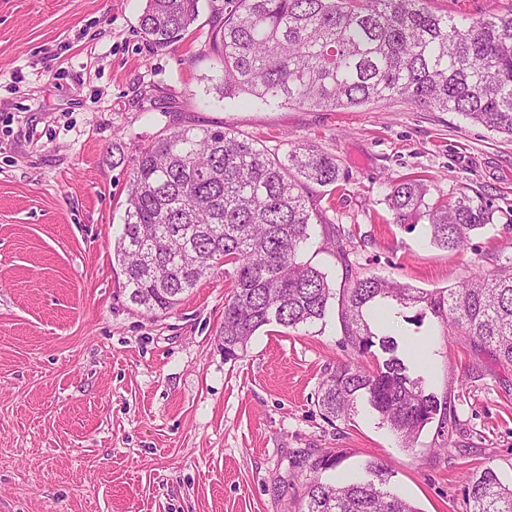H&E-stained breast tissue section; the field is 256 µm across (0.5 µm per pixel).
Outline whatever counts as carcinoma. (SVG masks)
I'll return each mask as SVG.
<instances>
[{
  "mask_svg": "<svg viewBox=\"0 0 512 512\" xmlns=\"http://www.w3.org/2000/svg\"><path fill=\"white\" fill-rule=\"evenodd\" d=\"M198 14V0H146L139 30L166 48ZM210 49L223 62L216 90L225 99L336 109L400 98L512 137V12L459 20L433 12L429 0H224ZM341 180L336 157L315 145L297 144L280 158L231 130L182 127L144 147L132 165L113 256L129 301L147 314L174 308L218 266H234L220 331L227 359L240 357L264 326L323 320L339 298L353 350L377 345L388 358L369 369L353 360L338 366L321 383L319 406L350 422L364 399L412 448L440 404L395 355V338L372 327L388 302L412 304L420 317L451 324L512 364V255L454 288L425 291L371 275L338 293L303 251L318 218L307 186L337 190ZM427 194L419 181L393 182L388 206L397 223L428 217L430 241L442 249L467 247L474 231L493 223L479 198L433 206ZM387 480L378 462L356 480L312 476L298 512H421L383 489ZM468 501L470 512H512V486L487 467L475 473Z\"/></svg>",
  "mask_w": 512,
  "mask_h": 512,
  "instance_id": "carcinoma-1",
  "label": "carcinoma"
}]
</instances>
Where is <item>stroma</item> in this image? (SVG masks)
<instances>
[{
    "label": "stroma",
    "mask_w": 512,
    "mask_h": 512,
    "mask_svg": "<svg viewBox=\"0 0 512 512\" xmlns=\"http://www.w3.org/2000/svg\"><path fill=\"white\" fill-rule=\"evenodd\" d=\"M145 0H0V512H298L313 460L335 483L387 466L386 488L422 512H469L489 467L512 485V366L434 317L390 303L391 333L422 351L447 410L414 447L366 401L326 418L320 385L351 359L339 308L270 325L236 360L219 332L230 280L202 279L157 315L132 306L113 259L140 148L183 126L224 127L269 154L309 143L335 156L340 190L311 186L321 215L306 256L334 288L369 275L457 286L512 254V138L396 99L335 110L222 99L209 50L224 0H199L179 42L139 32ZM430 201L481 196L494 221L468 246L394 223L390 181ZM339 237L349 257L327 250Z\"/></svg>",
    "instance_id": "stroma-1"
}]
</instances>
